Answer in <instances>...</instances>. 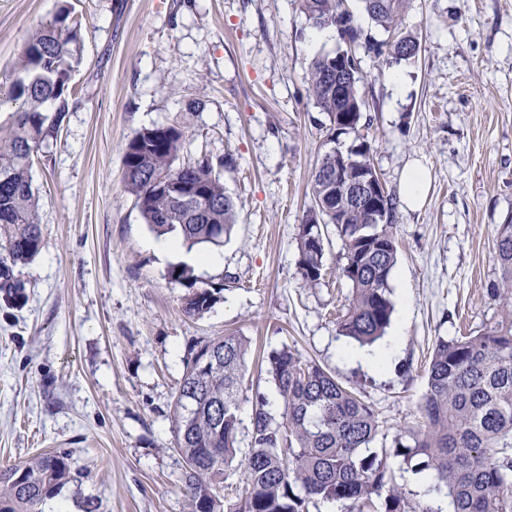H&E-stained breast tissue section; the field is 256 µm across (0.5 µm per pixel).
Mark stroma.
<instances>
[{
  "label": "stroma",
  "instance_id": "stroma-1",
  "mask_svg": "<svg viewBox=\"0 0 512 512\" xmlns=\"http://www.w3.org/2000/svg\"><path fill=\"white\" fill-rule=\"evenodd\" d=\"M85 23L77 101L32 168L43 247L14 274L19 304L0 302V470L39 452L69 454L71 482L45 512H188L172 404L199 342L234 333L257 352L289 346L361 390L388 436L421 419L438 338L477 333L497 313L487 289L498 224L512 215V0H411L402 26L415 59L371 46L387 33L348 0L366 38L355 47L367 103L362 132L387 190L402 195L414 162L428 171L418 208L399 206L390 286L406 317L398 351L377 372L348 358L337 318L350 288L343 243L325 234L326 276L304 286L297 233L318 158L350 137L308 93L317 40L299 0H68ZM58 0H0V83L26 35ZM173 125L184 155L227 156L238 203L221 261L193 269L224 292L200 317L169 280L157 235L124 189L123 157L141 129ZM281 405L256 358L238 392Z\"/></svg>",
  "mask_w": 512,
  "mask_h": 512
}]
</instances>
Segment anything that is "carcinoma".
Masks as SVG:
<instances>
[{"mask_svg": "<svg viewBox=\"0 0 512 512\" xmlns=\"http://www.w3.org/2000/svg\"><path fill=\"white\" fill-rule=\"evenodd\" d=\"M347 0H300L316 29L344 27L349 42L318 56L308 75V92L329 119L335 137L353 136L337 186L346 197L348 182L374 168L370 143L360 133L366 102L349 76L338 87L329 73L355 54L363 36ZM374 25L394 33L385 44L396 61L415 57L416 37L400 25L410 0H360ZM82 21L61 5L53 17L24 40L16 76L0 97L16 105L10 123L0 127V299L21 297L14 268L29 264L43 246L38 196L31 170L42 145L54 137L69 108L71 78L80 62ZM55 106L54 114L46 107ZM184 134L175 126L140 130L124 153V182L144 223L156 234L180 235L193 247H221L235 224L237 202L224 189L221 170L233 161L208 155L183 157ZM338 157L324 154L311 176V204L297 234L303 284L314 287L324 276L323 224H334L343 243L342 276L351 297L339 318L341 335L372 345L388 328L392 313L390 276L397 263L394 225L397 199L380 198L385 220L341 204L316 210L323 195L321 174L336 170ZM163 175L182 185L203 182V194L187 199L156 189ZM493 260L498 279L488 296L498 303L493 323L472 336L440 338L427 369L421 413L424 421L395 437L392 447L376 450L382 425L361 394L314 361L288 346L265 357L266 373L280 399L275 415L263 395L250 417L249 451L241 460L244 493L214 506L224 496V471L239 452L237 394L246 374L249 341L224 335L199 342L186 362L172 415L175 449L182 460L181 481L189 512H308L315 501L349 502L358 512L381 501L379 512H409L406 490L393 484L387 459L393 455L431 483L415 512H512V219L496 226ZM224 283L208 284L184 297L185 315L199 316L221 298ZM68 454H35L0 470V512H41L43 502L69 483Z\"/></svg>", "mask_w": 512, "mask_h": 512, "instance_id": "cac0c4a2", "label": "carcinoma"}]
</instances>
